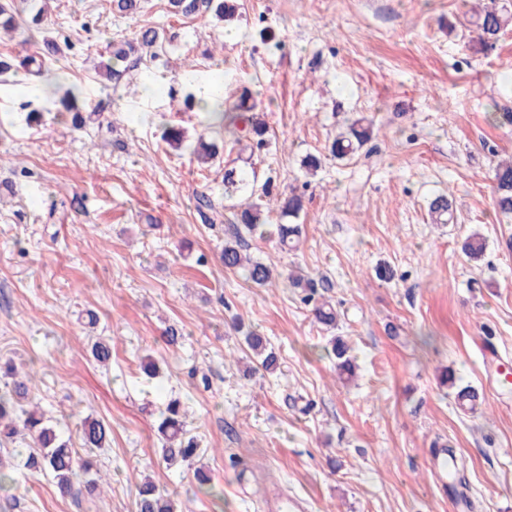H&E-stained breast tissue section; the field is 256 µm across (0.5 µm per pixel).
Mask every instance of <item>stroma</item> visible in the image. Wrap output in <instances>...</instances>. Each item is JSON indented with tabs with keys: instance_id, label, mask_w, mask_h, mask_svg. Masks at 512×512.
<instances>
[{
	"instance_id": "35a3bbf8",
	"label": "stroma",
	"mask_w": 512,
	"mask_h": 512,
	"mask_svg": "<svg viewBox=\"0 0 512 512\" xmlns=\"http://www.w3.org/2000/svg\"><path fill=\"white\" fill-rule=\"evenodd\" d=\"M22 7L46 8L53 36L72 42L64 63L46 59L44 79H63L88 113L72 126L51 91L31 98L16 74L0 76V361L33 377V401L110 483L60 496L51 477L24 468L31 442L19 438L0 449L14 478L0 512H135L142 472L181 512H263L273 487L309 512H512V400L484 360L492 352L512 368V218L494 209L512 125L490 120L512 110V26L477 43L463 0H240L228 24L171 16L166 0L126 16L110 0ZM143 27L171 36L167 55L113 86L100 61ZM151 70L171 86L147 96ZM192 73L219 77L228 107L241 86L259 91L263 151L170 107L169 90ZM360 116L373 122L371 141L334 159L337 129ZM167 127L182 131V147L163 140ZM201 138L222 142L208 166L190 150ZM309 154L323 160L313 175ZM230 168L269 189V224L290 193L304 200L296 250L243 238L279 271L264 287L219 259L246 199L225 196ZM440 193L456 223H432ZM475 231L487 245L478 260L461 251ZM291 269L327 280L336 330L314 321L284 277ZM237 319L279 350L276 371L244 376ZM170 327L178 344L165 339ZM335 334L356 358L352 380L326 354ZM99 338L112 343L105 366L89 353ZM147 355L161 377L144 375ZM466 385L480 413L456 405ZM171 398L208 450V485L158 457ZM81 415L111 425L107 447H85ZM437 442L465 459L470 507L439 490Z\"/></svg>"
}]
</instances>
